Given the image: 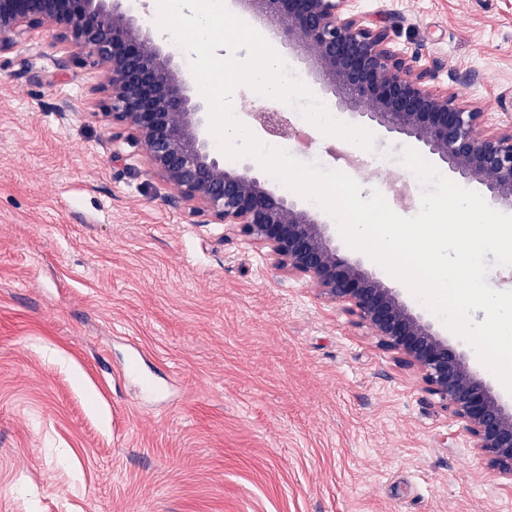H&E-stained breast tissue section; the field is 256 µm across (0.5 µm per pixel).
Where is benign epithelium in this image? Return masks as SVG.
I'll return each instance as SVG.
<instances>
[{
  "label": "benign epithelium",
  "mask_w": 512,
  "mask_h": 512,
  "mask_svg": "<svg viewBox=\"0 0 512 512\" xmlns=\"http://www.w3.org/2000/svg\"><path fill=\"white\" fill-rule=\"evenodd\" d=\"M118 2L0 0V54L42 28L56 31L54 48L88 50L103 68L115 136L136 134L151 169L174 190L169 202L251 238L278 269L343 304L420 374L424 390L463 424L489 463L511 473L512 413L488 382L395 289L346 256L317 214L269 189L252 165L229 169L209 154L205 102L190 95L171 58ZM233 2L288 43L339 111L413 142L449 177L477 186L490 205L512 209V126L487 129L482 112L430 86L428 72L393 50L385 31L349 12L351 0ZM253 119L270 133H287L277 112Z\"/></svg>",
  "instance_id": "obj_1"
}]
</instances>
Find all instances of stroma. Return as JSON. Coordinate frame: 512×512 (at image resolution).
<instances>
[{
	"label": "stroma",
	"instance_id": "obj_1",
	"mask_svg": "<svg viewBox=\"0 0 512 512\" xmlns=\"http://www.w3.org/2000/svg\"><path fill=\"white\" fill-rule=\"evenodd\" d=\"M352 10L512 125V0ZM55 40L0 55V512H512V477L341 304L167 204Z\"/></svg>",
	"mask_w": 512,
	"mask_h": 512
}]
</instances>
